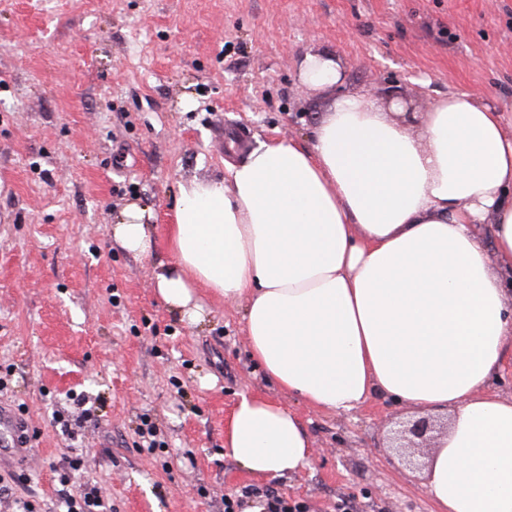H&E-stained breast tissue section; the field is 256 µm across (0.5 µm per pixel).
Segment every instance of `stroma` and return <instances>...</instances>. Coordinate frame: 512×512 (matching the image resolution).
<instances>
[{"label":"stroma","instance_id":"1","mask_svg":"<svg viewBox=\"0 0 512 512\" xmlns=\"http://www.w3.org/2000/svg\"><path fill=\"white\" fill-rule=\"evenodd\" d=\"M334 54L335 88L299 77ZM397 91L409 111L485 95L512 122V0H0V402L21 407L30 458L0 467L49 512L70 458L75 491L111 512H224V495L274 485L309 512H435L423 470L390 455L374 397L346 414L288 398L255 364L243 303L198 289L199 324L159 299L180 185L223 176L227 133L303 140L340 93ZM151 206L156 248L114 241L129 204ZM295 410L309 467L273 481L224 454L238 393ZM90 416L78 421L72 395ZM154 425L164 447L147 451ZM299 66L302 82L313 90L332 88L341 82L342 73L331 54L305 53Z\"/></svg>","mask_w":512,"mask_h":512}]
</instances>
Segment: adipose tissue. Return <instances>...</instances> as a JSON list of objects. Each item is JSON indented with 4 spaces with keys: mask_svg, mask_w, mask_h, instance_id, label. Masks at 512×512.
Instances as JSON below:
<instances>
[{
    "mask_svg": "<svg viewBox=\"0 0 512 512\" xmlns=\"http://www.w3.org/2000/svg\"><path fill=\"white\" fill-rule=\"evenodd\" d=\"M305 85L340 83L331 54ZM153 212L131 205L114 240L151 256ZM489 224L492 247L472 227ZM155 288L196 323V288L244 302L251 355L289 396L347 413L380 395L449 417L428 458L437 512H512V398L489 391L512 351V128L470 92L404 111L396 94L336 97L306 142H258L220 179L180 186ZM226 454L272 480L310 463L300 416L250 394Z\"/></svg>",
    "mask_w": 512,
    "mask_h": 512,
    "instance_id": "ef3b65f1",
    "label": "adipose tissue"
}]
</instances>
